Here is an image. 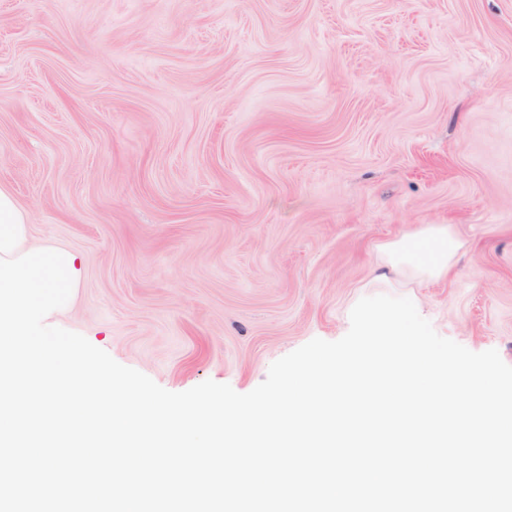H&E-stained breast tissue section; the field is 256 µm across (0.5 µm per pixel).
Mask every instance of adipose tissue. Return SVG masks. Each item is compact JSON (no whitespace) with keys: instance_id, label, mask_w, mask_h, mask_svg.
Segmentation results:
<instances>
[{"instance_id":"obj_1","label":"adipose tissue","mask_w":512,"mask_h":512,"mask_svg":"<svg viewBox=\"0 0 512 512\" xmlns=\"http://www.w3.org/2000/svg\"><path fill=\"white\" fill-rule=\"evenodd\" d=\"M459 247L448 225H424L398 241L380 246V260L392 274L375 276V285L397 288L405 279L422 286L445 281Z\"/></svg>"}]
</instances>
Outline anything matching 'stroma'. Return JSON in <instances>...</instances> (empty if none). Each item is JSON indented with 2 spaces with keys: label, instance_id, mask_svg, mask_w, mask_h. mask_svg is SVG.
Here are the masks:
<instances>
[{
  "label": "stroma",
  "instance_id": "obj_1",
  "mask_svg": "<svg viewBox=\"0 0 512 512\" xmlns=\"http://www.w3.org/2000/svg\"><path fill=\"white\" fill-rule=\"evenodd\" d=\"M0 187L166 390L342 338L420 224L463 247L403 295L512 365V0H0Z\"/></svg>",
  "mask_w": 512,
  "mask_h": 512
}]
</instances>
